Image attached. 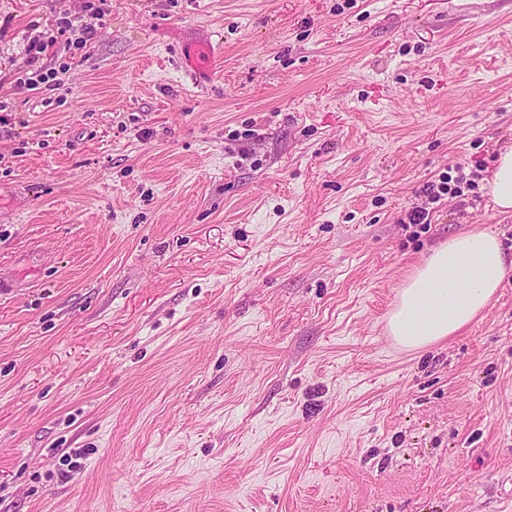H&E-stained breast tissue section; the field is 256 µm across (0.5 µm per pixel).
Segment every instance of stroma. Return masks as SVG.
<instances>
[{
  "label": "stroma",
  "mask_w": 512,
  "mask_h": 512,
  "mask_svg": "<svg viewBox=\"0 0 512 512\" xmlns=\"http://www.w3.org/2000/svg\"><path fill=\"white\" fill-rule=\"evenodd\" d=\"M93 2L0 0V512H512V271L385 332L448 238L512 254L482 187L405 222L512 147V0ZM213 54L214 45L211 41L205 44L202 42L188 44L180 49L181 67L194 83L209 82L214 79ZM464 168L461 164H457L455 167H448L450 170L448 173L441 175L438 182H432L424 191V196L426 197L425 205L415 207L409 211L406 215L408 220V222L405 221L406 224L428 225L430 204L439 202L445 195L451 194L455 197H463L466 195L464 194V189H475V179H480L481 175L477 170H472L469 174H466ZM451 171H454L457 175L453 177ZM509 264L495 234L473 229L453 236L404 282L387 319L389 335L406 349L455 336L489 307Z\"/></svg>",
  "instance_id": "1"
}]
</instances>
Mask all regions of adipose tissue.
I'll return each mask as SVG.
<instances>
[{"mask_svg":"<svg viewBox=\"0 0 512 512\" xmlns=\"http://www.w3.org/2000/svg\"><path fill=\"white\" fill-rule=\"evenodd\" d=\"M511 266L495 234L453 236L406 279L387 319L389 335L407 349L456 335L489 307Z\"/></svg>","mask_w":512,"mask_h":512,"instance_id":"ef3b65f1","label":"adipose tissue"}]
</instances>
